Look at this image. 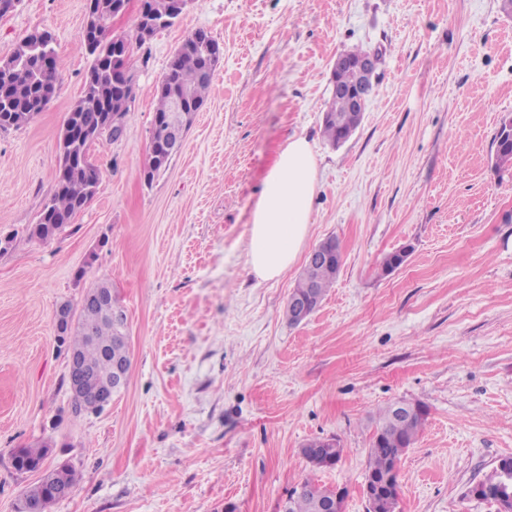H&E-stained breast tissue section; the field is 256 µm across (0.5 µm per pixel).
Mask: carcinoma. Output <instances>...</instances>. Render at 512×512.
<instances>
[{
	"label": "carcinoma",
	"mask_w": 512,
	"mask_h": 512,
	"mask_svg": "<svg viewBox=\"0 0 512 512\" xmlns=\"http://www.w3.org/2000/svg\"><path fill=\"white\" fill-rule=\"evenodd\" d=\"M113 0H95L100 11V21L94 27L95 47L90 51L92 63L87 72L82 95L67 112L58 140L59 162L55 175V190L44 205L38 222L30 228V235L48 241L65 230L61 223L65 217L83 210L95 197L100 171L89 156L91 140L81 134V127L92 123L104 109L126 111V103L133 98V80L129 72L112 62L118 38L111 35L109 20ZM148 6L152 33L172 27L183 11L181 0H144ZM208 47L188 38L175 53L166 74L154 89L156 108L152 135L155 150H161L166 118L171 98L184 94L199 111L203 106L211 78L204 76ZM62 68V60L54 41H41L33 34L23 39L13 54L0 61V130L20 127L44 111L53 98ZM362 117L349 110L345 100L332 97L323 117V134L335 146L341 143L350 130L358 128ZM495 166L512 167V128L500 126L495 138ZM334 238L318 244L321 259L305 264L287 301L285 316L292 324L298 323L292 299L302 297L310 310L321 304L329 288L336 281L340 265L336 253L331 251ZM99 293L112 294V302L121 305L112 293V284L100 280L85 293L76 307L63 303L60 308L71 313L70 322L61 328L59 340L67 351L81 357L86 372L88 389L96 394L113 393L115 363L131 362L129 344L123 341L119 326L105 313L101 304L93 300ZM425 406L417 405L410 417L396 419L393 405H388L375 416L370 448L368 451L367 479L375 482L377 512H396L399 481L384 483L395 463L406 448L410 447L427 419ZM318 444L314 440L302 447V455L314 469L331 468L337 461L329 462L314 454ZM50 445L42 442L18 450L14 466L19 471H38L43 467ZM78 482L69 465L47 471L41 480L28 487L23 499L52 503L68 497ZM336 490L319 485L311 479L304 480L289 496L283 512H321V502L334 497ZM481 497L502 505V498L512 497V480L505 485L491 484Z\"/></svg>",
	"instance_id": "1"
}]
</instances>
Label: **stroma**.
Wrapping results in <instances>:
<instances>
[{
  "label": "stroma",
  "mask_w": 512,
  "mask_h": 512,
  "mask_svg": "<svg viewBox=\"0 0 512 512\" xmlns=\"http://www.w3.org/2000/svg\"><path fill=\"white\" fill-rule=\"evenodd\" d=\"M87 0H21L0 18V60L47 31L62 59L53 101L0 131V512L40 472L13 465L42 441L80 476L50 512H281L305 478L362 490L377 409L424 405L401 457L396 512H496L474 489L512 457V168L494 137L512 116V13L502 0H189L133 47L120 138L90 156L98 192L48 241L31 238L55 188L57 142L91 58ZM223 46L183 147L146 177L153 90L196 30ZM381 53L360 126L322 136L337 54ZM307 134L318 191L305 242L343 263L307 321L285 316L304 268L246 270L249 214L288 135ZM409 248L383 273L384 258ZM124 306L126 389L73 416L58 306L95 282ZM337 439L335 467L304 443ZM320 440H314L309 442L308 444L304 445L302 447V455L306 459L307 463L313 468V469H323V468H331L335 466L341 459V452L342 448H338L336 451V443L335 441L328 442V446L330 447V455L336 456V453H338L337 460L335 458L334 461L329 462L325 459V457H320L318 455L314 454L313 448H316L318 442Z\"/></svg>",
  "instance_id": "35a3bbf8"
}]
</instances>
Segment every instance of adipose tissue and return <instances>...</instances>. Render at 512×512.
<instances>
[{"mask_svg":"<svg viewBox=\"0 0 512 512\" xmlns=\"http://www.w3.org/2000/svg\"><path fill=\"white\" fill-rule=\"evenodd\" d=\"M317 174V159L307 136H289L250 214L246 264L256 278L276 279L295 264L311 223Z\"/></svg>","mask_w":512,"mask_h":512,"instance_id":"adipose-tissue-1","label":"adipose tissue"}]
</instances>
